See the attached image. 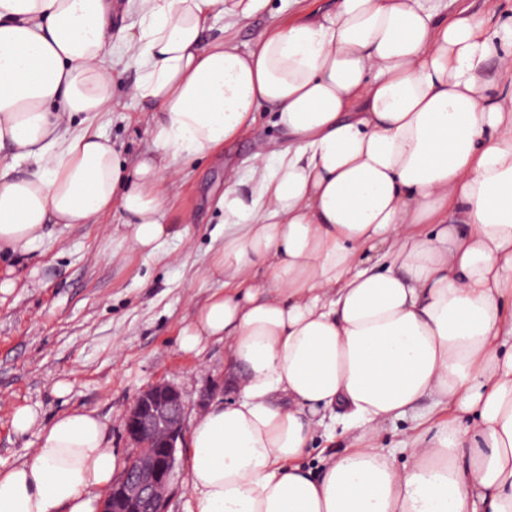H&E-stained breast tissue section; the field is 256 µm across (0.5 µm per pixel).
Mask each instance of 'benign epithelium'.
Instances as JSON below:
<instances>
[{"mask_svg":"<svg viewBox=\"0 0 512 512\" xmlns=\"http://www.w3.org/2000/svg\"><path fill=\"white\" fill-rule=\"evenodd\" d=\"M185 413L182 393L170 384L155 383L137 396L124 416L135 452L97 512H166Z\"/></svg>","mask_w":512,"mask_h":512,"instance_id":"7a95c632","label":"benign epithelium"}]
</instances>
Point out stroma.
<instances>
[{
	"label": "stroma",
	"instance_id": "35a3bbf8",
	"mask_svg": "<svg viewBox=\"0 0 512 512\" xmlns=\"http://www.w3.org/2000/svg\"><path fill=\"white\" fill-rule=\"evenodd\" d=\"M336 0H268L251 15L225 27L215 18L206 38L225 36L255 47L270 18L281 23L303 11L335 6ZM114 92L120 103L105 132L123 158L134 161L149 142V128L138 106L125 97L131 71L114 66ZM272 114L260 110L250 130L209 158L191 161L185 177L168 196L177 237L165 251L178 262L146 256L124 242L119 210L96 224L49 225L44 242L31 252L0 260V468L30 453L38 430L17 436L13 411L35 408L42 423L72 409L95 411L106 426L112 449L128 459L133 447L123 416L135 398L158 382L178 388L187 416L231 399L224 382V344L202 340L191 352L180 346V332L195 308L218 288L206 278L218 242L219 221L212 202L224 190V170L247 168L261 143L278 137ZM196 217L183 223L184 214ZM344 420L328 416L304 458L319 472L323 455L345 445Z\"/></svg>",
	"mask_w": 512,
	"mask_h": 512
}]
</instances>
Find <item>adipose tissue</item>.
<instances>
[{"mask_svg":"<svg viewBox=\"0 0 512 512\" xmlns=\"http://www.w3.org/2000/svg\"><path fill=\"white\" fill-rule=\"evenodd\" d=\"M265 2L0 0V254L115 207L158 254L167 185L269 107L284 138L225 171L222 288L181 331L187 351L224 341L238 394L190 422L194 512H512V91L488 90L512 78V16L338 0L252 49L204 43ZM118 13L137 22L112 45ZM117 60L151 115L131 166L97 123ZM424 399L404 462L371 446ZM329 411L353 434L315 476ZM38 420L13 413L39 446L0 469V512H94L124 467L104 423Z\"/></svg>","mask_w":512,"mask_h":512,"instance_id":"adipose-tissue-1","label":"adipose tissue"}]
</instances>
